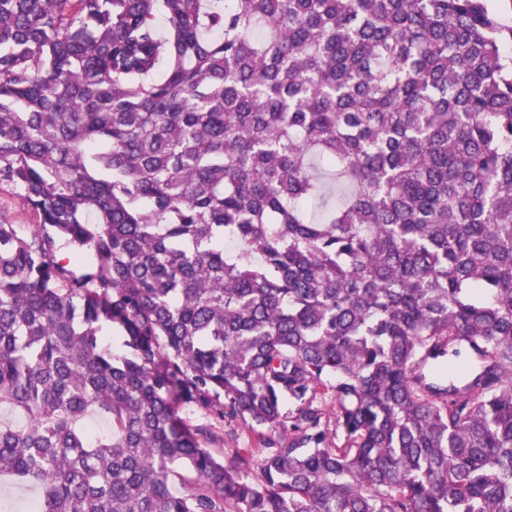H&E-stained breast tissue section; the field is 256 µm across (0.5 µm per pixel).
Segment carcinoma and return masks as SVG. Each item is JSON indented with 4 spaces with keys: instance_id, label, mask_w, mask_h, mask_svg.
<instances>
[{
    "instance_id": "carcinoma-1",
    "label": "carcinoma",
    "mask_w": 512,
    "mask_h": 512,
    "mask_svg": "<svg viewBox=\"0 0 512 512\" xmlns=\"http://www.w3.org/2000/svg\"><path fill=\"white\" fill-rule=\"evenodd\" d=\"M0 182L37 217L0 223V475L39 512H512L487 0H0ZM184 405L282 433L216 456Z\"/></svg>"
}]
</instances>
